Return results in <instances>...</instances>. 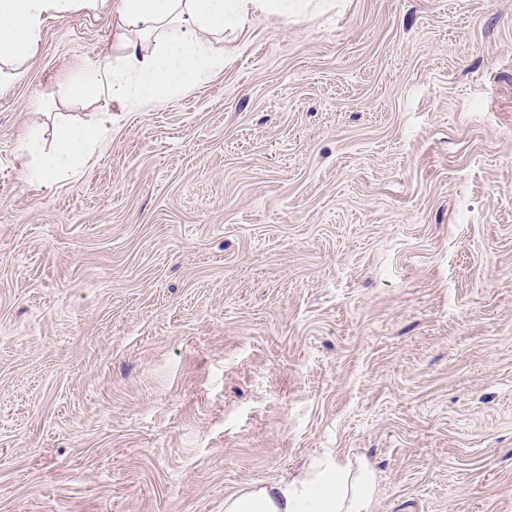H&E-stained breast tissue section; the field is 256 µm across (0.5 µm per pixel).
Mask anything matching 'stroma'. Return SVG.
<instances>
[{"instance_id": "35a3bbf8", "label": "stroma", "mask_w": 512, "mask_h": 512, "mask_svg": "<svg viewBox=\"0 0 512 512\" xmlns=\"http://www.w3.org/2000/svg\"><path fill=\"white\" fill-rule=\"evenodd\" d=\"M118 0L0 89V512H224L326 453L373 512H512V0H308L114 112ZM112 111V110H111ZM112 117V112H100L92 122L58 125L53 148L47 153L40 147L36 136L38 121L34 122L24 142V150L29 157L25 176L38 184L69 179L80 162L95 152L104 131L108 125H112Z\"/></svg>"}]
</instances>
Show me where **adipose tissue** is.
<instances>
[{
	"instance_id": "ef3b65f1",
	"label": "adipose tissue",
	"mask_w": 512,
	"mask_h": 512,
	"mask_svg": "<svg viewBox=\"0 0 512 512\" xmlns=\"http://www.w3.org/2000/svg\"><path fill=\"white\" fill-rule=\"evenodd\" d=\"M295 0H120L121 54L85 69L67 83L75 98L105 97L127 106L150 103L206 81L223 69V56L209 47L225 28H243L251 16L291 12ZM80 0H0V89L21 79L23 65L40 44L48 17L79 8ZM112 123L99 113L91 122L56 127L51 151L36 134L24 150V174L45 184L69 179L90 157ZM377 492L373 467L363 459L333 454L314 457L296 473L261 481L226 496L224 512H372Z\"/></svg>"
}]
</instances>
